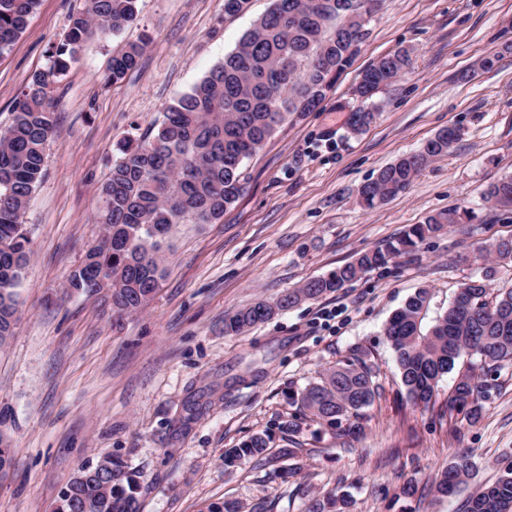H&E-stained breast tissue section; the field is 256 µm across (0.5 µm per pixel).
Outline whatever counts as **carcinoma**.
Wrapping results in <instances>:
<instances>
[{"label":"carcinoma","mask_w":512,"mask_h":512,"mask_svg":"<svg viewBox=\"0 0 512 512\" xmlns=\"http://www.w3.org/2000/svg\"><path fill=\"white\" fill-rule=\"evenodd\" d=\"M357 0H272L268 12L239 40L224 63L213 68L189 92L167 109L153 136L119 146L102 185L98 223L104 235L88 249L68 278L69 290L93 297L102 291L98 276L112 285V307L122 317L142 310L153 298L165 273L163 241L176 224H215L243 193L240 168L255 154L290 112H311L326 97L336 79L354 59L349 39L361 26ZM38 0H0V54L26 30ZM136 0H87L70 16L68 30L52 45L46 68L34 73L15 98L10 117L0 125V345L13 336L17 288L30 258L29 239L21 216L46 166L47 147L57 135L52 90L70 69L92 32L103 36L135 23ZM150 37L112 56L105 77L115 84L133 69ZM411 66V55L400 49L380 57L361 74L355 87L368 100L396 82ZM375 119L367 109L351 112L350 130L364 131ZM460 129H443L423 148L398 158L361 185L358 199L368 209L407 190L432 159L448 154ZM493 207L512 211V176L483 191ZM474 211L455 207L428 216L401 235L361 252L353 261L327 275L311 278L277 300H260L224 318V334L239 335L302 302L339 291L363 274L384 268L400 256L416 253L419 244L447 226L471 224ZM499 260L512 258V238L479 248ZM490 271L460 285L434 323L423 327L430 306L421 288L397 309L384 328L394 350L407 396L429 407L441 377L466 358L448 396V412H462L476 424L483 413L488 384L476 374L483 365L512 363V288L495 290ZM372 366L344 360L319 380L288 395L313 421L350 436L361 430L357 418L371 405L377 391ZM271 436L256 433L240 447L224 452L229 468L243 457L266 466ZM472 457H452L434 491L451 496L474 478ZM137 472L110 456L79 469L68 483L54 512H140ZM345 495L329 492L305 502V512H350ZM466 512H512V464L500 469L494 482L482 486L466 502Z\"/></svg>","instance_id":"obj_1"}]
</instances>
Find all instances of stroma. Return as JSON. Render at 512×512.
Listing matches in <instances>:
<instances>
[{
    "instance_id": "35a3bbf8",
    "label": "stroma",
    "mask_w": 512,
    "mask_h": 512,
    "mask_svg": "<svg viewBox=\"0 0 512 512\" xmlns=\"http://www.w3.org/2000/svg\"><path fill=\"white\" fill-rule=\"evenodd\" d=\"M271 5L249 0L229 16L224 0H137V22L90 36L54 89L59 133L46 174L22 216L31 256L18 290L13 336L0 346V434L17 465L0 472V512H53L82 466L109 455L138 471L142 512H207L224 500L241 512H303L306 496L334 490L351 512H464L467 499L512 462V365L493 373L481 421L452 429L446 413L455 373L434 407L406 396L383 336L392 313L417 289L432 299L425 318L447 310L458 285L477 273L479 245L512 237V214L492 210L484 188L512 175V0H382L351 67L316 111L293 112L240 169L245 191L215 224L177 225L163 247L165 275L140 312L115 318L106 296H64L70 273L103 234L99 187L123 141L158 129L166 109L214 66ZM86 0H39L25 32L0 55V122ZM151 42L117 84L104 76L113 54L142 35ZM400 48L412 66L375 98L378 114L350 133L360 73ZM490 51L501 60L474 71ZM461 138L411 187L373 208L356 190L443 128ZM478 219L428 238L412 256L238 336L224 318L257 300H276L429 215L454 207ZM373 365L378 393L361 433L320 428L287 392L337 362ZM201 412L191 415V403ZM295 436L279 433L282 423ZM269 430V456L288 458L286 477L224 452ZM477 474L455 497L433 483L455 453ZM416 493H401L404 481Z\"/></svg>"
}]
</instances>
